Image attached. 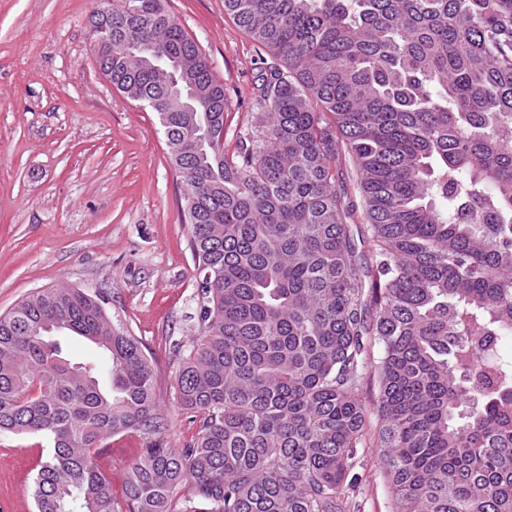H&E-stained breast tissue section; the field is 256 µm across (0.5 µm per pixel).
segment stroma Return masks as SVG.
<instances>
[{
	"mask_svg": "<svg viewBox=\"0 0 512 512\" xmlns=\"http://www.w3.org/2000/svg\"><path fill=\"white\" fill-rule=\"evenodd\" d=\"M109 0H0V313L50 286L102 292L113 321L142 342L156 377L165 439L197 432L175 401L174 343L198 334L195 263L182 222L186 186L155 112L100 72L94 17ZM224 84V151L258 122L261 56L224 0H164ZM42 449L0 437V512H35ZM351 512H393L375 433L360 450Z\"/></svg>",
	"mask_w": 512,
	"mask_h": 512,
	"instance_id": "1",
	"label": "stroma"
}]
</instances>
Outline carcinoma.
Segmentation results:
<instances>
[{"label":"carcinoma","instance_id":"1","mask_svg":"<svg viewBox=\"0 0 512 512\" xmlns=\"http://www.w3.org/2000/svg\"><path fill=\"white\" fill-rule=\"evenodd\" d=\"M224 11L266 53L231 156L224 84L162 0H116L92 41L187 185L199 333L175 399L197 434L165 446L154 369L100 293L40 290L0 315V434L48 445L36 512H350L369 367L394 512H512V0ZM63 333L98 352L63 358ZM118 435L143 441L120 499Z\"/></svg>","mask_w":512,"mask_h":512}]
</instances>
